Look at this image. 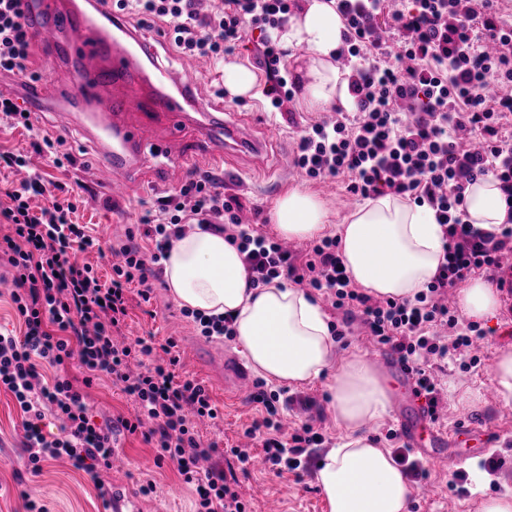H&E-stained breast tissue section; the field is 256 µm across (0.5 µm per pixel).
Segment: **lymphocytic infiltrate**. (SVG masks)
Returning <instances> with one entry per match:
<instances>
[{
  "label": "lymphocytic infiltrate",
  "instance_id": "1",
  "mask_svg": "<svg viewBox=\"0 0 512 512\" xmlns=\"http://www.w3.org/2000/svg\"><path fill=\"white\" fill-rule=\"evenodd\" d=\"M24 2L0 0V75L22 76L29 68L32 35ZM116 6L142 24L165 22L177 54L215 65L254 26L260 32L256 63L267 78L262 95L272 111H289L294 94L275 33L288 20L290 0H116ZM336 7L345 25L339 57L349 64L355 109L307 124L292 164L310 181L344 178L346 193L358 199L388 193L431 207L445 238L436 277L412 302L366 294L347 277L337 237L323 236L299 254L287 250L258 225L243 223L240 193L219 190L208 176L158 197L151 217L113 245L111 273L103 276L77 260L98 240L88 225L75 222V203L46 196L34 173L0 187V266L13 271L9 299L21 323L20 333H0V389L13 395L22 413L32 474L44 462L67 459L111 505L112 485L103 473L112 467L116 437L138 433L153 448L156 466L173 464L194 490L196 512H248L217 442L198 433L199 420L215 427L224 415L205 385L177 375L176 340L121 339L132 297L150 301L174 239L193 226L237 244L251 287L282 277L329 302L344 321L359 320L379 349L414 374L431 418H439L433 363L470 349L481 336L448 305V291L473 270H501L503 257L512 254V228L486 233L464 220L467 186L488 174L512 209V135L506 132L512 123V26L494 0H412L404 11L390 8L389 0H336ZM385 13L397 42L376 25ZM0 120L32 133L33 148L47 152L54 165L75 166L64 140L42 131L4 92ZM462 133L477 150L460 146ZM74 359L84 373L79 381L66 373ZM103 378L136 403L133 418L119 416L103 426L91 419L86 390ZM250 400L263 415L244 435L260 439L268 467L296 469L299 456L323 442L310 423L283 437L280 396L263 381H255ZM48 417L58 422V433L45 431Z\"/></svg>",
  "mask_w": 512,
  "mask_h": 512
}]
</instances>
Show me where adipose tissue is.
Listing matches in <instances>:
<instances>
[{"label":"adipose tissue","instance_id":"adipose-tissue-1","mask_svg":"<svg viewBox=\"0 0 512 512\" xmlns=\"http://www.w3.org/2000/svg\"><path fill=\"white\" fill-rule=\"evenodd\" d=\"M343 28L333 0H304L278 33L281 49L305 50L306 111L352 104L348 73L336 61ZM465 211L466 221L485 231H499L512 220L491 175L468 185ZM271 218L288 239H311L335 228L348 276L378 298L414 300L444 257L442 228L433 211L393 194L367 199L334 226L322 199L294 187L274 201ZM164 277L180 307L232 317L236 342L251 370L268 383L294 390L330 378V411L342 435L319 461L315 475L329 512H407L413 486L392 452L366 432L368 424L390 413L393 389L365 354L354 351L338 358L329 318L307 290L279 278L249 287L237 247L223 235L198 228L174 241ZM458 304L474 319L495 317L500 309L496 289L480 278L460 289Z\"/></svg>","mask_w":512,"mask_h":512}]
</instances>
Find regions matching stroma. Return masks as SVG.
Wrapping results in <instances>:
<instances>
[{"label":"stroma","instance_id":"obj_1","mask_svg":"<svg viewBox=\"0 0 512 512\" xmlns=\"http://www.w3.org/2000/svg\"><path fill=\"white\" fill-rule=\"evenodd\" d=\"M265 100L262 95L244 99H212L211 111L223 112L226 119L238 121L253 119L255 135L264 142L267 153L265 171L251 170L245 156L228 153L223 160H216L209 150L197 140L195 131H187L180 143L172 145L175 153L190 159L189 175L212 174L218 184H242L251 205L259 211L264 231L275 233L274 224L268 217L274 201L286 190L294 187L317 195L326 202L332 223H340L350 212L344 189L339 180L306 181L289 164L292 159L294 138L306 123L318 120L315 112L296 109L291 120L264 117ZM39 127L53 136L63 138L66 149L76 158L77 164L68 168H56L42 155L32 153L31 138L25 130H11L0 123V150L21 151L29 154L30 166L43 176L46 182L74 185L82 181L83 204L79 206L80 221L98 227L102 250L112 246L111 224L134 225L154 207L156 197L166 192L161 173L153 165H145L131 178L130 194L118 200L115 208L105 205L109 197L98 173L99 159L93 146L77 133L64 130L61 119L51 108L36 113ZM501 308L496 319L480 322L485 335V345L477 349L478 364L465 368V356L449 354L447 361L437 364L435 373L443 385V410L438 428L455 434L462 424L479 423L489 435L487 449L499 454L505 461L498 470L497 478L486 488L488 494L512 488V417L496 416L499 401L493 390V367L500 351L512 345V296L501 294ZM123 333L128 338L148 334L157 339L174 337L183 356V369L209 390L213 401L224 410V423L213 428L204 423L199 427L203 440L234 443L239 441L245 427L258 418L257 406L246 399L236 398L224 390V385L207 370L197 367L191 360L194 347L205 344L219 348L231 355H238L235 341H206L191 318L184 316L170 297L167 289L156 288L151 304L134 305ZM481 389L483 398L472 405L459 404L460 395L469 389ZM305 396L313 398L315 407L309 412L290 409L289 426L311 422L323 432L328 444H336L341 435L329 411L330 393L327 382H319L304 388ZM87 402L98 424L111 422L113 417L132 416L133 404L111 382L99 381L88 391ZM20 410L12 395L0 390V512H26L22 491H30L44 504L47 512H110L93 487L88 476L75 470L68 460L59 459L44 463L39 475L28 476L24 485H17L14 474L25 469V454L21 447ZM116 456L112 461V475L121 481L120 488L137 512H194L195 494L182 483L178 474L170 468H157L154 451L143 442L141 436L124 435L118 438ZM326 447L309 449L301 457V465L293 471L275 473L263 466L248 465L243 479L245 491L251 497V512H266L270 500H279L282 512H328L315 480L317 463ZM473 457H459L456 449L424 457L428 470L427 496H413L408 512H477L478 497L474 494L459 495L451 491L448 481L458 471L471 472ZM152 484L151 493H143L145 484Z\"/></svg>","mask_w":512,"mask_h":512}]
</instances>
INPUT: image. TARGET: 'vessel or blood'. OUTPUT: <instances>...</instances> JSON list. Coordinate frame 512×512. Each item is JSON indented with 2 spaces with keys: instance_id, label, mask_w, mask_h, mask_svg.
<instances>
[{
  "instance_id": "vessel-or-blood-1",
  "label": "vessel or blood",
  "mask_w": 512,
  "mask_h": 512,
  "mask_svg": "<svg viewBox=\"0 0 512 512\" xmlns=\"http://www.w3.org/2000/svg\"><path fill=\"white\" fill-rule=\"evenodd\" d=\"M28 16L36 41L57 46L60 57L77 73L76 85L64 89L52 79H43L37 97H56L64 114L63 127L78 128L97 143L113 197L128 191L123 174L141 169L149 159L158 160L165 181L173 186L187 171L183 159L159 149L154 123L139 119V111L147 105L165 122L170 137H178L197 113L201 116L197 131L212 152L230 148L262 156L263 145L253 137L251 121L229 122L222 113L210 111V84L196 79L191 69L178 70L160 62L145 35L129 29L114 8L99 0L86 8L28 0ZM106 86L112 95L104 99L98 91ZM394 374L401 386L398 407L413 410L410 419L399 423L402 437L411 446L425 440L436 448L445 446L446 437L436 430L416 393L413 374L399 365ZM225 376L236 395L250 393L252 381L242 365L227 364Z\"/></svg>"
}]
</instances>
